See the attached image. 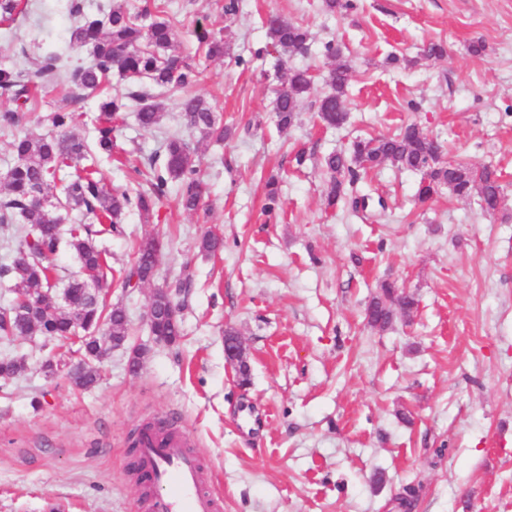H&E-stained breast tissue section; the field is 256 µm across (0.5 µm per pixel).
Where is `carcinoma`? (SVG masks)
<instances>
[{"mask_svg": "<svg viewBox=\"0 0 512 512\" xmlns=\"http://www.w3.org/2000/svg\"><path fill=\"white\" fill-rule=\"evenodd\" d=\"M70 12L75 19L71 42L89 49L90 62L69 70L60 56L47 53L27 72L0 64V96L15 104V108L0 113V128L19 127L35 88L60 76L76 104L81 93L104 88L114 75L126 81L127 88L125 93L99 103L91 145L73 134L74 124L81 119L73 112H51L43 118L50 126L48 133L33 137L19 132L11 142L13 163L0 177L6 185L5 195L0 198V226L19 224L21 228L17 257L10 265H0V279L11 281L13 289L28 290L37 296L54 293L60 287L71 305L54 312H45L29 302L0 309V341L9 343L37 332L50 341L78 345L75 353L81 359L73 384L85 388L97 381L108 352L126 343L128 337L125 309L87 292L112 272L108 254L98 241L104 235L124 234L122 216L129 209L150 217L172 183L177 185L180 205L188 211L198 208L203 192L197 144L180 133L168 137L163 155L149 157L148 190L133 195L106 190L97 176L95 160L100 155L112 156L120 113L126 110L127 101L137 102L139 125L152 129L163 118L157 99L173 96L183 125L201 139L221 141L231 135V128L218 120L216 107L194 91L200 72L177 51L175 29L164 17L163 4L148 0L132 8L127 0H114L101 5L98 12L89 13L83 0H70ZM21 13V0H0V20L13 22ZM264 25L268 46L273 49L284 54L306 49L309 33L302 26L276 13L269 14ZM195 35L208 56L224 55L221 32L200 26ZM350 73L349 62L341 58L329 71L327 84L331 92L319 103L320 119L329 126H339L346 120L342 105ZM312 82L313 75L307 69L288 73L274 105L280 129L294 124ZM439 153V144L414 124L393 136L359 141L348 155L331 153L325 159L331 178L327 205L335 207L342 201L346 186L355 185L360 171L390 164L400 169L423 170L429 183L448 187L458 198L476 197L486 213L500 209L502 187L495 169L442 165ZM222 247L223 239L211 231L198 242L199 251L205 254L214 255ZM63 248L73 254L79 271L61 287L53 260ZM160 251L158 240H142L132 263L123 272V286L141 288L152 281ZM192 284V276L185 273L175 291L153 296L154 332L181 336V318L172 316L171 309L182 310L184 301L176 297H188ZM395 303L407 316L416 305L413 296L399 295L391 284H383L367 308L369 322L387 326L393 319ZM21 369V361L15 358L0 359L1 380L13 378Z\"/></svg>", "mask_w": 512, "mask_h": 512, "instance_id": "1", "label": "carcinoma"}]
</instances>
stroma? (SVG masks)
<instances>
[{"label":"stroma","instance_id":"obj_1","mask_svg":"<svg viewBox=\"0 0 512 512\" xmlns=\"http://www.w3.org/2000/svg\"><path fill=\"white\" fill-rule=\"evenodd\" d=\"M164 2L202 73L198 93L234 134L199 144L197 211L170 195L149 219L127 211L125 236L103 239L113 274L102 295L123 303L130 336L94 388L47 378L41 363L61 349L39 334L0 345L23 361L0 393V512H134L128 440L171 415L208 463L224 512H402L396 497L409 484L421 487L410 512H512V0H351L334 12L323 0H240L229 23L216 0ZM67 6L29 0L26 17L0 24V64L26 69L47 51L85 64ZM274 12L309 30L307 51L267 50L263 19ZM200 23L224 32V57L199 49ZM476 41L482 54L469 50ZM434 43L443 56L427 55ZM329 44L352 66L338 127L317 112L335 65ZM294 69L315 80L281 130L274 103ZM160 103L151 130L125 113L118 159L99 165L107 188L147 189L128 167L182 127L174 98ZM69 109L63 85L47 86L22 128L46 133L40 116ZM409 124L442 145L443 161L496 168L500 210L484 214L445 188L419 202L422 173L388 165L354 186L367 208L326 207L325 156ZM272 178L282 211L269 222ZM211 229L224 248L209 256L198 241ZM147 237L163 244L156 276L124 291L120 272ZM186 271L182 338L157 343L146 321L153 291ZM386 281L416 307L380 328L365 308ZM228 329L246 351L244 387L225 359ZM134 347L144 351L135 373Z\"/></svg>","mask_w":512,"mask_h":512}]
</instances>
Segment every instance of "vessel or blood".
Segmentation results:
<instances>
[{
    "label": "vessel or blood",
    "instance_id": "vessel-or-blood-1",
    "mask_svg": "<svg viewBox=\"0 0 512 512\" xmlns=\"http://www.w3.org/2000/svg\"><path fill=\"white\" fill-rule=\"evenodd\" d=\"M186 435L147 431L140 439L137 463L149 491L144 512H222L219 497L205 487V472L190 451Z\"/></svg>",
    "mask_w": 512,
    "mask_h": 512
}]
</instances>
